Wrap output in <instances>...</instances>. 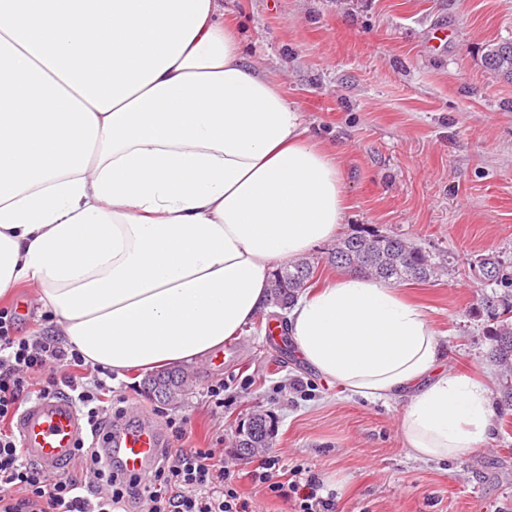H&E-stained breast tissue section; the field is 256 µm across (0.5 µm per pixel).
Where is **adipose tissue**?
Returning <instances> with one entry per match:
<instances>
[{"mask_svg": "<svg viewBox=\"0 0 512 512\" xmlns=\"http://www.w3.org/2000/svg\"><path fill=\"white\" fill-rule=\"evenodd\" d=\"M347 210L337 154L247 63L221 0H0V297L37 286L86 363L122 378L223 347ZM286 326L324 378L404 400L413 457L491 436L487 387L390 284L341 273Z\"/></svg>", "mask_w": 512, "mask_h": 512, "instance_id": "ef3b65f1", "label": "adipose tissue"}]
</instances>
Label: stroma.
Segmentation results:
<instances>
[{
  "label": "stroma",
  "instance_id": "35a3bbf8",
  "mask_svg": "<svg viewBox=\"0 0 512 512\" xmlns=\"http://www.w3.org/2000/svg\"><path fill=\"white\" fill-rule=\"evenodd\" d=\"M247 61L282 85L313 134L340 149L349 204L343 233H395L447 256L456 272L400 285L444 334L448 366L497 389L487 352L481 256L512 262V81L486 68L487 45L512 40V0H224ZM448 31L432 42L433 29ZM269 315L244 327L231 357L187 366L194 385L168 405L145 373L114 383L127 411L188 418V445L223 440L224 463L260 512H287L249 473L262 460L311 467L335 512H512V421L448 461L410 456L400 400L350 396L300 362L289 337L265 340ZM224 383V404L207 390ZM271 414V448L240 458L239 422Z\"/></svg>",
  "mask_w": 512,
  "mask_h": 512
}]
</instances>
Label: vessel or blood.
Returning <instances> with one entry per match:
<instances>
[{"label":"vessel or blood","mask_w":512,"mask_h":512,"mask_svg":"<svg viewBox=\"0 0 512 512\" xmlns=\"http://www.w3.org/2000/svg\"><path fill=\"white\" fill-rule=\"evenodd\" d=\"M13 431L27 458L49 476L59 474L88 437L83 416L63 395L31 401L16 417ZM101 448L104 457L118 455L125 474L144 478L157 459L160 436L148 420L133 416L110 428Z\"/></svg>","instance_id":"obj_1"}]
</instances>
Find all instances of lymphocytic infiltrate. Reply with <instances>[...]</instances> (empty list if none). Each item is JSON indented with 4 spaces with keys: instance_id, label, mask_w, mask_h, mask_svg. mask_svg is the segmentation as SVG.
Returning a JSON list of instances; mask_svg holds the SVG:
<instances>
[{
    "instance_id": "1",
    "label": "lymphocytic infiltrate",
    "mask_w": 512,
    "mask_h": 512,
    "mask_svg": "<svg viewBox=\"0 0 512 512\" xmlns=\"http://www.w3.org/2000/svg\"><path fill=\"white\" fill-rule=\"evenodd\" d=\"M111 378L60 337L17 335L14 313L0 309V424L13 422L35 398L61 394L77 404L91 432H100L112 417ZM186 425V418L167 417L175 445L162 449L146 482L110 470L100 449L88 446L77 454L78 469L47 476L28 462L14 434L0 432V512H120L129 501L144 503L145 512H251L240 474L225 466L222 449L184 447ZM273 467L265 461L252 472L272 497L293 512H333L321 482L303 465L292 467L283 482L273 479Z\"/></svg>"
}]
</instances>
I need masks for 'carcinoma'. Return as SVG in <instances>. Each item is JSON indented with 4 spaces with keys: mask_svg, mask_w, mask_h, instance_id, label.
Wrapping results in <instances>:
<instances>
[{
    "mask_svg": "<svg viewBox=\"0 0 512 512\" xmlns=\"http://www.w3.org/2000/svg\"><path fill=\"white\" fill-rule=\"evenodd\" d=\"M486 67L497 75L512 80V41L489 46ZM330 261L340 269H353L370 274L390 284L426 281L452 271L447 259L407 239L374 230H360L337 241L330 252ZM479 270L491 294L483 303L493 326L489 329V358L501 370L497 403L504 412L512 410V266L496 257L478 261ZM315 260L303 258L279 267L271 282V301L279 306L291 303L313 279Z\"/></svg>",
    "mask_w": 512,
    "mask_h": 512,
    "instance_id": "carcinoma-1",
    "label": "carcinoma"
}]
</instances>
